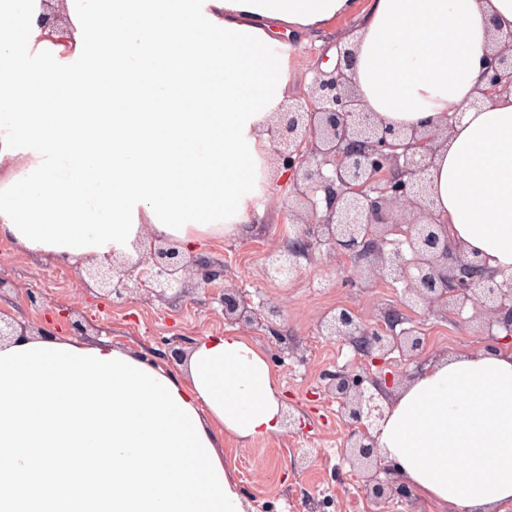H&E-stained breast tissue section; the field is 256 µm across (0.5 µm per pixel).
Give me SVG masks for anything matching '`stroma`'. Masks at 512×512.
Masks as SVG:
<instances>
[{"label": "stroma", "mask_w": 512, "mask_h": 512, "mask_svg": "<svg viewBox=\"0 0 512 512\" xmlns=\"http://www.w3.org/2000/svg\"><path fill=\"white\" fill-rule=\"evenodd\" d=\"M323 53L313 38L286 49L293 99L308 96ZM259 203L263 217L250 219L235 236L198 249V257L224 271L214 286L186 294L170 290L162 298L97 297L80 282L77 266L38 259L1 241L0 312L38 333L112 340L173 371L180 366V355L202 336L227 331L247 336L265 352L285 407L301 414L305 423L294 435L283 430L253 442L225 439L224 464L255 512H311L313 504L327 498L334 500L335 512H433L413 490L379 504L366 498L360 479L343 459L347 425L328 391L329 377L346 370L376 380L391 372L405 385L442 357L498 349L504 330L489 328V313L479 306L446 320L405 306L402 284H351L349 263L322 252L301 258L292 279L270 277L268 253L298 236L286 217L280 176L266 181ZM228 287L239 289L254 307L279 309L274 331L225 321L222 294ZM342 307L375 327L383 325L386 315L402 316L405 327L419 331L422 349L410 357L397 350L383 356L323 336L321 317Z\"/></svg>", "instance_id": "1"}]
</instances>
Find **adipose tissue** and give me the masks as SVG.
Segmentation results:
<instances>
[{"label": "adipose tissue", "instance_id": "1", "mask_svg": "<svg viewBox=\"0 0 512 512\" xmlns=\"http://www.w3.org/2000/svg\"><path fill=\"white\" fill-rule=\"evenodd\" d=\"M41 0H0V240L70 264L134 256L146 234L193 253L249 221L267 128L291 94L275 31L354 18L342 38L362 106L405 130L447 125L428 194L451 238L512 272V92L482 100L492 38L512 0H58L67 35L36 24ZM158 55L145 66L149 44ZM148 76L157 100L224 84L220 112L71 111L87 91ZM214 450L266 438L283 401L265 353L227 332L195 341L179 372L155 366ZM384 461L438 512L512 507V349L429 365L384 405Z\"/></svg>", "mask_w": 512, "mask_h": 512}]
</instances>
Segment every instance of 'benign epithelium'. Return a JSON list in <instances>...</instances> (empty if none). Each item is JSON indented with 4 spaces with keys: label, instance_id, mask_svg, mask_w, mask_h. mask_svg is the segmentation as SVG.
I'll list each match as a JSON object with an SVG mask.
<instances>
[{
    "label": "benign epithelium",
    "instance_id": "benign-epithelium-1",
    "mask_svg": "<svg viewBox=\"0 0 512 512\" xmlns=\"http://www.w3.org/2000/svg\"><path fill=\"white\" fill-rule=\"evenodd\" d=\"M42 0L37 25L54 31L63 20ZM353 51L340 53L334 69L316 67L311 98L306 103L281 105L268 127L276 144V162L288 172V216L300 225L303 248L295 246L271 254L267 274L290 276L299 270L302 250L326 249L349 260L363 277L404 284V299L419 308L443 315L469 304H489L488 326L497 325L512 337V275L497 280L475 256L452 242L448 225L431 212L426 176L433 166L437 142L444 130L425 125L405 132L377 121L355 93L347 70ZM480 82L487 99L512 90V33L493 41ZM391 236H403L411 258L384 248ZM198 266L192 256L174 247H158L129 263L112 253L107 261L92 265L90 279L107 294L188 289V279ZM224 318L235 322H261L262 314L249 307L235 288L224 289ZM398 317L373 329L347 308L321 321L322 331L338 339H360L371 350L388 354L396 349L412 354L423 346L413 328L396 330ZM395 376L386 374L363 386L359 375L337 373L330 384L348 419L350 432L345 456L363 475L366 490L376 499L404 495L405 486L382 481V458L370 429L384 415L378 403Z\"/></svg>",
    "mask_w": 512,
    "mask_h": 512
}]
</instances>
